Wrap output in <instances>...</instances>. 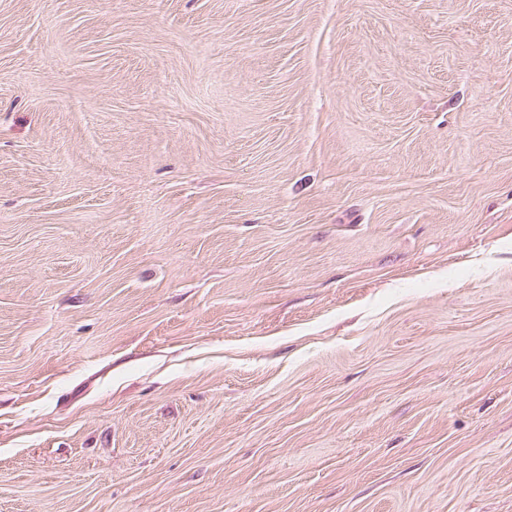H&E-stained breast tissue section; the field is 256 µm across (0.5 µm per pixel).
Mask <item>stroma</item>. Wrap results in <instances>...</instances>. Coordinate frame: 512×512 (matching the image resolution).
Wrapping results in <instances>:
<instances>
[{
  "label": "stroma",
  "mask_w": 512,
  "mask_h": 512,
  "mask_svg": "<svg viewBox=\"0 0 512 512\" xmlns=\"http://www.w3.org/2000/svg\"><path fill=\"white\" fill-rule=\"evenodd\" d=\"M0 512H512V0H0Z\"/></svg>",
  "instance_id": "35a3bbf8"
}]
</instances>
